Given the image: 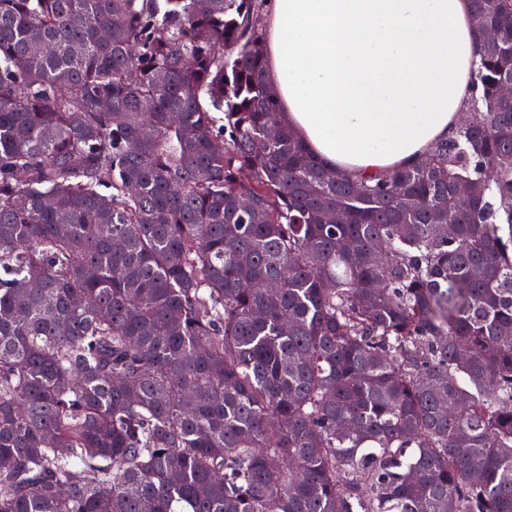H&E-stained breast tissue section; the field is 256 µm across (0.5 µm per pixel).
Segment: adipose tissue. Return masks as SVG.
<instances>
[{
	"mask_svg": "<svg viewBox=\"0 0 512 512\" xmlns=\"http://www.w3.org/2000/svg\"><path fill=\"white\" fill-rule=\"evenodd\" d=\"M475 45L471 0H270L265 75L328 167L382 176L460 123Z\"/></svg>",
	"mask_w": 512,
	"mask_h": 512,
	"instance_id": "1",
	"label": "adipose tissue"
}]
</instances>
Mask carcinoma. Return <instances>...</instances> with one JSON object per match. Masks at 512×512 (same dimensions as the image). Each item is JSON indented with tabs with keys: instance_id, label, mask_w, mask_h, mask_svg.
I'll return each mask as SVG.
<instances>
[{
	"instance_id": "obj_1",
	"label": "carcinoma",
	"mask_w": 512,
	"mask_h": 512,
	"mask_svg": "<svg viewBox=\"0 0 512 512\" xmlns=\"http://www.w3.org/2000/svg\"><path fill=\"white\" fill-rule=\"evenodd\" d=\"M262 7L0 0V512H512V0L474 112L357 181Z\"/></svg>"
}]
</instances>
